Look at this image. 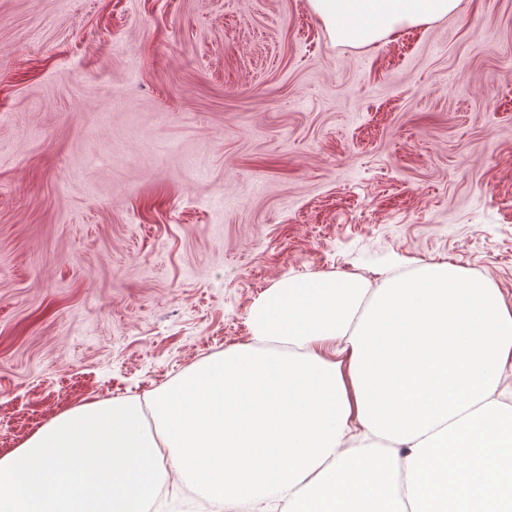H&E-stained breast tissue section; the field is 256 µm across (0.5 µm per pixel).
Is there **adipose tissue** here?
Instances as JSON below:
<instances>
[{
  "label": "adipose tissue",
  "mask_w": 512,
  "mask_h": 512,
  "mask_svg": "<svg viewBox=\"0 0 512 512\" xmlns=\"http://www.w3.org/2000/svg\"><path fill=\"white\" fill-rule=\"evenodd\" d=\"M366 45L461 0H310ZM249 343L0 456V512H147L166 479L252 512H512V304L449 263L278 280Z\"/></svg>",
  "instance_id": "1"
}]
</instances>
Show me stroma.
<instances>
[{
    "label": "stroma",
    "instance_id": "stroma-1",
    "mask_svg": "<svg viewBox=\"0 0 512 512\" xmlns=\"http://www.w3.org/2000/svg\"><path fill=\"white\" fill-rule=\"evenodd\" d=\"M440 262L512 303V0L362 47L309 0H0V455L278 279Z\"/></svg>",
    "mask_w": 512,
    "mask_h": 512
}]
</instances>
